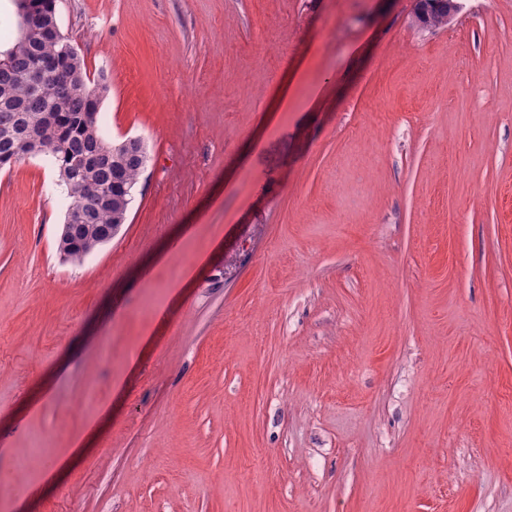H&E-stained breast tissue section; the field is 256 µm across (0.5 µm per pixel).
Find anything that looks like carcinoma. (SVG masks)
<instances>
[{
  "label": "carcinoma",
  "instance_id": "1",
  "mask_svg": "<svg viewBox=\"0 0 512 512\" xmlns=\"http://www.w3.org/2000/svg\"><path fill=\"white\" fill-rule=\"evenodd\" d=\"M452 21L445 3L412 15L413 26L427 31L445 29ZM66 42L65 37L54 42L21 33L12 47L0 54V164L23 157L24 129L30 123L43 120L48 112L59 114L72 123L87 108L97 84L88 76L83 64L79 66L70 94L61 96L54 69L62 64ZM34 65L43 70L36 94L31 92L25 78L26 69ZM94 146L79 136L62 139L59 125L55 123L43 131L40 154L50 157L57 170L62 171L72 168L77 156ZM95 147L99 153L98 168L72 176V181L84 184L76 203L87 212L88 221L78 227V246L66 253V259L71 261L82 260L100 246L103 234L116 224L124 204L132 201V191L147 161L146 155L139 151L118 150L105 138ZM101 194L112 196V206H97L96 199Z\"/></svg>",
  "mask_w": 512,
  "mask_h": 512
}]
</instances>
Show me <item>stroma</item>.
<instances>
[{
    "instance_id": "1",
    "label": "stroma",
    "mask_w": 512,
    "mask_h": 512,
    "mask_svg": "<svg viewBox=\"0 0 512 512\" xmlns=\"http://www.w3.org/2000/svg\"><path fill=\"white\" fill-rule=\"evenodd\" d=\"M461 3L56 0L149 160L79 263L0 170V512H512V0ZM461 4L456 0H448V5L439 3L432 5V7L423 13L419 14L413 12L412 24L413 26L427 31L442 30L448 27L454 18L448 15V9L451 14L459 11Z\"/></svg>"
}]
</instances>
